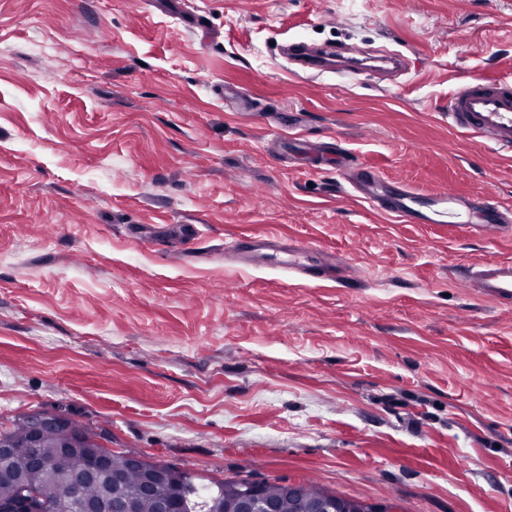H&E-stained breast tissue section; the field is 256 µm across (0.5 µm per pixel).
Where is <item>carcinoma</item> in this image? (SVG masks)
<instances>
[{"mask_svg": "<svg viewBox=\"0 0 512 512\" xmlns=\"http://www.w3.org/2000/svg\"><path fill=\"white\" fill-rule=\"evenodd\" d=\"M29 432L30 424L25 416L15 420L11 428L0 430V446L15 449L14 453L0 457V501L17 499L22 485L44 488L47 496L43 504V512H60L63 508L83 500L96 499L103 494L104 478L98 476L86 484L75 485L58 471L57 464L62 457L65 458L69 472L89 470V461L81 448H73L65 455H60L58 449L63 447L64 440L56 432L50 431L43 435L42 464L38 467L31 466L23 452ZM166 468L169 477L157 480L155 492L151 496L140 495L145 474L130 466L127 454L112 453L108 474L114 477V481L127 495L136 500L137 512H157V500L168 499L172 495L170 477L195 480L191 473L174 465L168 464ZM260 485L262 498L276 501L279 504V512H308L310 502L323 501L334 495V492L313 481L300 484L294 492L286 490L284 484L279 482L263 480ZM234 488H236V481L226 480L219 484L217 491L208 492L205 500L209 502V512H235L238 493Z\"/></svg>", "mask_w": 512, "mask_h": 512, "instance_id": "obj_1", "label": "carcinoma"}]
</instances>
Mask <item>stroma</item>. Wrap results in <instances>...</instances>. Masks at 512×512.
I'll return each mask as SVG.
<instances>
[{"mask_svg":"<svg viewBox=\"0 0 512 512\" xmlns=\"http://www.w3.org/2000/svg\"><path fill=\"white\" fill-rule=\"evenodd\" d=\"M293 41L408 65L297 72ZM475 74L512 80V0H0V425L59 411L213 481L512 512V306L464 276L512 237L390 221L280 149L512 207V158L448 123ZM242 235L347 277L242 266ZM239 257V263L246 266H266L272 262L273 251L285 257L275 265L288 270L294 278L303 282H336L344 277L345 267L336 255L318 251L310 243L298 240L271 241L254 236H245L232 244ZM319 261L315 255L319 254Z\"/></svg>","mask_w":512,"mask_h":512,"instance_id":"obj_1","label":"stroma"}]
</instances>
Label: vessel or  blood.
<instances>
[{
    "instance_id": "obj_1",
    "label": "vessel or blood",
    "mask_w": 512,
    "mask_h": 512,
    "mask_svg": "<svg viewBox=\"0 0 512 512\" xmlns=\"http://www.w3.org/2000/svg\"><path fill=\"white\" fill-rule=\"evenodd\" d=\"M288 59L299 70L323 69L334 65V50L315 48L305 42L288 45ZM448 118L461 133L490 142L496 149L512 152V82L474 76L463 83L448 100ZM322 155L335 157L339 168L350 170V184L362 201L381 215L407 224H458L482 236L489 231H512V209L491 201L477 203L474 215L462 211L463 197L447 192L422 194L409 185L389 179L375 166H352L344 153L323 144ZM240 263L266 266L277 263L303 282H334L345 267L334 254L317 253L307 242L271 241L245 236L233 244ZM467 281L484 297L512 301V260L484 261L469 266Z\"/></svg>"
}]
</instances>
